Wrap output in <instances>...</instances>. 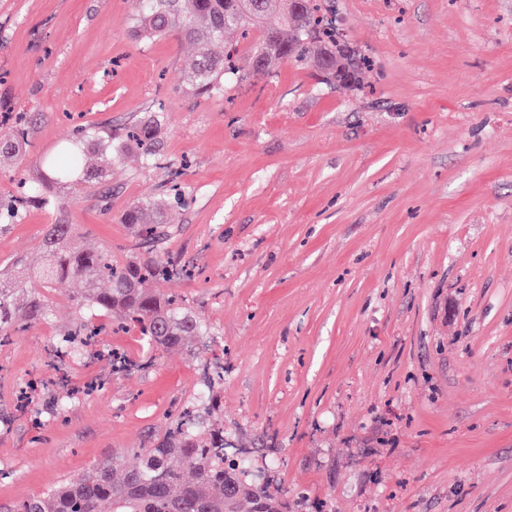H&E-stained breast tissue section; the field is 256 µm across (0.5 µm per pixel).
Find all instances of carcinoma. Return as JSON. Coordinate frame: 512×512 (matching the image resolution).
I'll return each mask as SVG.
<instances>
[{
    "label": "carcinoma",
    "mask_w": 512,
    "mask_h": 512,
    "mask_svg": "<svg viewBox=\"0 0 512 512\" xmlns=\"http://www.w3.org/2000/svg\"><path fill=\"white\" fill-rule=\"evenodd\" d=\"M318 6L310 0H136L132 30L141 41H152L172 31L197 48L188 72L189 89L221 97L232 71L224 31L257 32L248 47L252 70L266 74L283 60L309 65L323 81L350 89L359 82L360 63L355 51L322 29ZM162 111H153L118 129L85 125L76 129L59 152L39 158L30 180L18 181L7 196L0 195V232L24 219L37 205L61 209L57 192L79 181L92 194L100 192L112 162L138 153L155 165L160 159ZM27 136L24 124L0 135V156L20 155ZM120 223L134 227L136 238L124 259H112V250L87 251L75 243V229L65 218L47 224L39 249L43 261L32 266L23 259L0 266V346L9 342L15 327L46 322L50 318L47 293L64 278L83 284L79 315L72 329L58 342L59 351L78 353L98 329L87 313L118 317L133 323L142 340L172 348L191 336H202L207 326L172 293L156 287L168 278L173 258L143 257L141 245L154 240L158 225L154 204L137 202L120 215ZM23 293L26 304L16 306ZM208 419L201 421L187 410L168 431L139 451L138 463L122 467L116 462L95 464L82 475L68 479L45 493L13 505V512H288V498L269 492L250 479L252 465L224 453V422L214 417L216 402L208 394Z\"/></svg>",
    "instance_id": "1"
}]
</instances>
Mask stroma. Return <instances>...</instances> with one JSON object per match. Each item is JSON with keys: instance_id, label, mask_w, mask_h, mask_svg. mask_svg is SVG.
<instances>
[{"instance_id": "1", "label": "stroma", "mask_w": 512, "mask_h": 512, "mask_svg": "<svg viewBox=\"0 0 512 512\" xmlns=\"http://www.w3.org/2000/svg\"><path fill=\"white\" fill-rule=\"evenodd\" d=\"M365 60L362 85L239 56L223 96L187 89L194 48L137 39L131 0H0V111L28 144L0 193L75 124L165 107L166 162L72 184L79 245L123 257L120 214L185 200L149 245L208 333L170 350L104 327L80 357L49 322L0 347V512L134 453L203 390L225 451L290 512H512V0H322ZM53 212L0 233L35 263ZM65 412H58L59 404Z\"/></svg>"}]
</instances>
